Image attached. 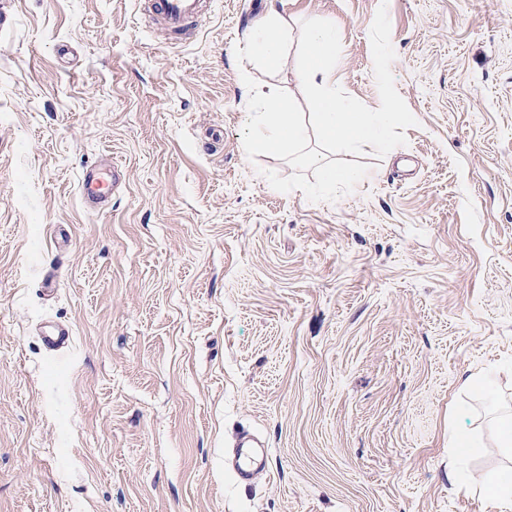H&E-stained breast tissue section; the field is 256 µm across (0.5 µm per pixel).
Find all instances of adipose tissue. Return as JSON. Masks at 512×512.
<instances>
[{
  "instance_id": "obj_1",
  "label": "adipose tissue",
  "mask_w": 512,
  "mask_h": 512,
  "mask_svg": "<svg viewBox=\"0 0 512 512\" xmlns=\"http://www.w3.org/2000/svg\"><path fill=\"white\" fill-rule=\"evenodd\" d=\"M257 52L252 61L266 70H277L288 54V24L277 8H270L267 23L256 35ZM340 50L335 25L311 21L303 43L300 79L313 86L312 122L318 136L327 142L356 140L383 146L381 121L365 118L363 112L347 109L333 90L336 56ZM247 151L282 152L306 138L297 112L278 93L260 97L257 111L246 113Z\"/></svg>"
}]
</instances>
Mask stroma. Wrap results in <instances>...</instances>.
<instances>
[{"label": "stroma", "instance_id": "stroma-1", "mask_svg": "<svg viewBox=\"0 0 512 512\" xmlns=\"http://www.w3.org/2000/svg\"><path fill=\"white\" fill-rule=\"evenodd\" d=\"M272 3L335 23L336 95L390 111L385 146L246 152L260 94L311 110L300 30L251 64ZM0 6V512H498L512 0H209L174 44L136 0ZM312 160L324 170L325 177L328 181L352 185L359 178V174L356 171L332 167L328 162H326L322 155L315 154L312 156ZM119 167L112 161L100 164L96 169L85 171L81 177L84 202L91 208L105 209L111 198V190L119 181ZM112 178V185L109 178ZM42 340L47 349L58 351L64 349L70 339L69 329L64 325L50 324L41 331ZM483 491L492 500H500L512 508V478H504L498 473L488 474L482 479Z\"/></svg>", "mask_w": 512, "mask_h": 512}]
</instances>
